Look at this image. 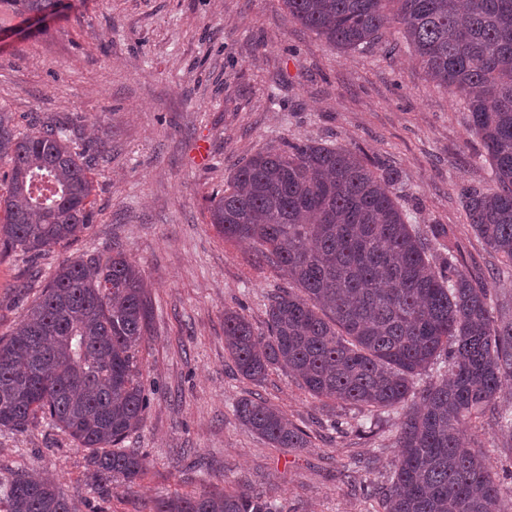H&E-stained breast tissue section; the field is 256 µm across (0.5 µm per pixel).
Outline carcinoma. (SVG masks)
Listing matches in <instances>:
<instances>
[{
  "mask_svg": "<svg viewBox=\"0 0 512 512\" xmlns=\"http://www.w3.org/2000/svg\"><path fill=\"white\" fill-rule=\"evenodd\" d=\"M294 19L329 44L360 51L402 25L431 80L457 97L483 143L493 188L467 187L462 207L474 234L512 269V0H283ZM60 0H0L16 16L53 15ZM11 163L0 198V254L37 259L94 221L91 171L112 159L108 132L78 145L74 126L43 119L17 131L0 110V160ZM54 185L52 197L30 191ZM399 176L350 149L287 143L237 166L210 199L226 241H251L293 287L270 298L266 330L224 313V351L237 374L259 384L291 372L311 396L372 417L402 411L386 436L400 449L384 484L367 494L380 512H505L486 457L460 433L489 419L512 436L496 402L512 377V321L498 319L488 288L463 270L445 224L409 221ZM151 317L143 277L117 252L62 262L22 323L0 337V428L37 415L89 450L87 476L110 495L132 488L144 458L122 448L149 399L135 370ZM449 375L422 385L440 357ZM240 422L275 448H304L307 434L276 407L243 398ZM0 512H78L53 481L0 478ZM155 512H281L243 490L182 494Z\"/></svg>",
  "mask_w": 512,
  "mask_h": 512,
  "instance_id": "obj_1",
  "label": "carcinoma"
}]
</instances>
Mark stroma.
<instances>
[{
  "label": "stroma",
  "instance_id": "stroma-1",
  "mask_svg": "<svg viewBox=\"0 0 512 512\" xmlns=\"http://www.w3.org/2000/svg\"><path fill=\"white\" fill-rule=\"evenodd\" d=\"M39 22L0 13V108L20 131L36 117L79 120L91 142L112 136V160L95 170L94 224L79 240L30 263L0 256V336L15 327L65 259L122 252L141 269L150 328L137 365L150 400L125 441L146 472L110 500L89 491L87 449L37 420L0 429V476L55 481L79 512H151L178 493L241 488L283 512H366L357 486L380 481L398 451L359 435V411L311 398L284 371L255 385L233 372L224 314L263 330L267 297L288 278L260 264L252 245L224 241L208 199L235 165L267 146L312 140L362 151L400 173L413 223L446 224L465 270L485 278L512 319V277L472 232L459 202L487 186L484 149L456 98L412 59L399 27L381 44L342 52L301 26L282 0H63ZM209 158L194 159L199 142ZM256 395L309 434L300 449L272 447L234 407ZM486 452L512 505V437L493 423L467 430Z\"/></svg>",
  "mask_w": 512,
  "mask_h": 512
}]
</instances>
